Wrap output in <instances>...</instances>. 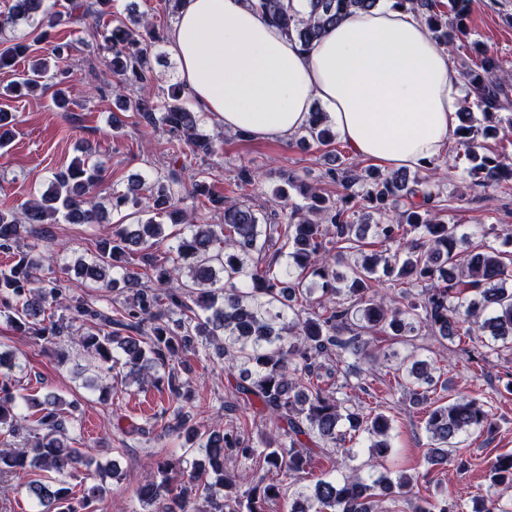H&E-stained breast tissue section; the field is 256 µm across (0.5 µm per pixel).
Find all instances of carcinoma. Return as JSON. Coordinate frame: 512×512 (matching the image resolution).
I'll list each match as a JSON object with an SVG mask.
<instances>
[{
	"mask_svg": "<svg viewBox=\"0 0 512 512\" xmlns=\"http://www.w3.org/2000/svg\"><path fill=\"white\" fill-rule=\"evenodd\" d=\"M379 2L305 0L303 10L295 11L289 0H247L303 50L349 10L369 11ZM469 2L396 0L422 14L437 43L458 52L472 45L465 24ZM110 9L112 0H73L66 10L54 12L44 8V0H13L9 11L0 14V32L24 19L40 38L48 39L60 25L80 21L76 11L105 16ZM161 40L154 26L143 20L133 28L121 21L104 31L112 50L105 66L115 79L113 105L154 126L165 125L191 151L210 156L216 144L200 132L199 115L186 106L180 85L169 88L160 102L126 94L130 87L143 89L152 82L149 51ZM70 48L68 42L57 43L54 63L37 59L28 64V73L1 89L0 96L36 91L49 77L55 80V106L66 107L70 70L63 62ZM29 55L27 39H16L0 49V70L13 68ZM460 75L473 89L483 116L479 124L471 107L464 105L458 112L455 136L468 161L464 172L475 187L509 186L512 167L482 151L481 141L496 137L504 120L512 127V76L485 53L474 67L463 63ZM299 140L334 144L336 132L326 113H311ZM434 163L429 160L412 175L402 171L392 176L376 170L363 173L352 163H341L327 171L342 188L335 199L290 175L273 192L290 207L261 216L244 202L232 203L216 194L205 178L194 180L192 194L223 209L222 224H197L193 213L178 206L182 181L176 171L158 173L148 184L138 175L126 192L106 199L111 208L129 205L146 219L116 225L99 237L91 260L80 257L68 265L75 277L103 292L125 295L122 307L111 315L93 302L64 294L56 282L35 277L33 271L43 266V249L36 243L20 248L35 224L103 222L105 209L91 201L89 193L101 182L105 161L76 157L52 173L39 198L21 211L0 210V252L12 257L9 268L0 269V318L53 352L60 364L67 360L65 343L79 344L94 360L79 373L83 387L103 401L111 399L114 390L102 380L104 375L166 384L173 421L163 424L161 433L176 432L184 438L193 471L184 469L182 457L150 459L155 477L136 492L142 512H170L166 501L171 496L185 499L195 488L202 490L199 512H269L281 497L282 478L297 479L311 469L315 453L308 448L310 441L330 443L348 457L346 442L353 440L362 441L372 459L390 453V415L377 408L367 411L356 397L326 383L334 371L348 376L350 360L370 356L375 335L402 344L427 337L452 343L481 332L489 351L512 349V259H504L487 240L489 235L512 240V226L489 227L481 245L459 256V225L439 218L437 194L419 175ZM291 189L303 202H290ZM404 200L407 208L399 217L391 216ZM360 211L366 219L358 224L354 216ZM375 215V224H369ZM367 229L384 250L363 251ZM280 240L288 246L282 263L277 254L267 255V248ZM163 242L168 250L157 258L153 249ZM136 250L159 288L138 287V273L129 267ZM338 264L350 273L336 272ZM379 272L395 296L377 295L373 282ZM59 310L62 314L55 315ZM114 325L136 335L119 336L110 331ZM220 340L218 354L227 358L229 369L240 371L237 389L245 395L244 404H260L259 412L268 413L265 423L281 431L279 440L251 442L245 436L246 421L208 429L194 421L189 408L196 395L180 376L191 367L180 355L195 354L199 347ZM174 361L181 369L172 366ZM436 370L429 357H404L394 379L412 399L439 390L448 393L430 402L424 422L428 461L443 464L460 436L492 429L495 413L491 399L450 393L448 380L434 376ZM24 371L13 351L0 350V436L26 440L23 448L0 452V479L43 472L47 481L33 480L27 486L36 512H98L108 493L104 476L117 475L116 467L104 469L67 436L76 422L71 412L75 405L57 395L40 400L15 393L16 374ZM233 457L258 460V467L245 477L249 487L242 493L224 473V462ZM78 477L83 487L79 497L69 483ZM490 482L502 493L512 489V453L496 458ZM410 489L412 479L407 476L394 481L354 470L340 479L317 480L310 494L298 492L288 512H374L377 500ZM411 509L464 512L461 504L446 498L439 504L420 499Z\"/></svg>",
	"mask_w": 512,
	"mask_h": 512,
	"instance_id": "obj_1",
	"label": "carcinoma"
}]
</instances>
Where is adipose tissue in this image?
<instances>
[{"label": "adipose tissue", "instance_id": "ef3b65f1", "mask_svg": "<svg viewBox=\"0 0 512 512\" xmlns=\"http://www.w3.org/2000/svg\"><path fill=\"white\" fill-rule=\"evenodd\" d=\"M168 41L196 108L255 138L300 133L318 103L355 155L413 170L459 123L458 70L394 0L350 11L305 51L245 0H182Z\"/></svg>", "mask_w": 512, "mask_h": 512}]
</instances>
